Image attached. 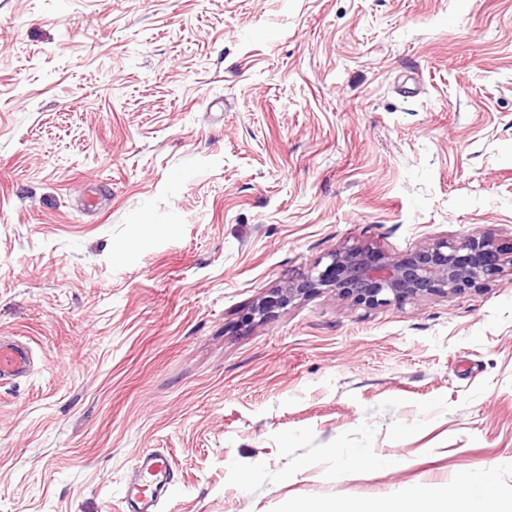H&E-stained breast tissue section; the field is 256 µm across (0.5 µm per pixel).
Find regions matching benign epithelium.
<instances>
[{
    "mask_svg": "<svg viewBox=\"0 0 512 512\" xmlns=\"http://www.w3.org/2000/svg\"><path fill=\"white\" fill-rule=\"evenodd\" d=\"M502 259L494 240L468 235L460 242L437 240L404 257H373L365 246L344 247L330 255V264L286 281L277 289L287 305L319 288H335L356 305L375 308L418 297L462 294L483 288L499 274Z\"/></svg>",
    "mask_w": 512,
    "mask_h": 512,
    "instance_id": "1",
    "label": "benign epithelium"
}]
</instances>
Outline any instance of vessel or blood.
<instances>
[{
    "label": "vessel or blood",
    "mask_w": 512,
    "mask_h": 512,
    "mask_svg": "<svg viewBox=\"0 0 512 512\" xmlns=\"http://www.w3.org/2000/svg\"><path fill=\"white\" fill-rule=\"evenodd\" d=\"M32 366L31 347L9 336H0V382L26 376ZM171 465L162 454L136 458L134 478L127 485L124 503L128 512H155L171 483Z\"/></svg>",
    "instance_id": "1"
}]
</instances>
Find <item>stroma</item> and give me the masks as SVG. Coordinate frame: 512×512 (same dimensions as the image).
<instances>
[{"label":"stroma","mask_w":512,"mask_h":512,"mask_svg":"<svg viewBox=\"0 0 512 512\" xmlns=\"http://www.w3.org/2000/svg\"><path fill=\"white\" fill-rule=\"evenodd\" d=\"M472 233L512 250V0H0V336L36 354L0 512H124L145 452L157 512L512 501L511 270L250 316L338 249ZM171 465L162 454H143L136 458L134 478L124 493L126 512H156L158 501L171 484ZM454 502V512H510L499 510L496 500H491L485 488H475L465 476L460 477L449 493ZM391 512H441L431 508L427 498L421 493L414 492L396 499L393 502Z\"/></svg>","instance_id":"obj_1"}]
</instances>
